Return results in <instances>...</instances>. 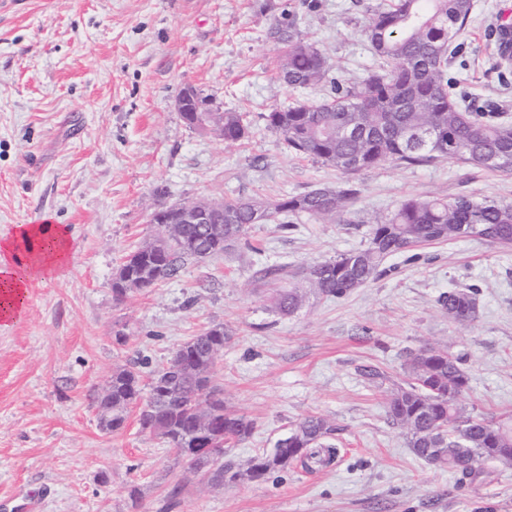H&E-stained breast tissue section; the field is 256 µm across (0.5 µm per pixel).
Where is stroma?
Wrapping results in <instances>:
<instances>
[{"label": "stroma", "mask_w": 512, "mask_h": 512, "mask_svg": "<svg viewBox=\"0 0 512 512\" xmlns=\"http://www.w3.org/2000/svg\"><path fill=\"white\" fill-rule=\"evenodd\" d=\"M383 0H22L0 8V238L47 220L71 242L61 273L30 280L25 304L0 326V512H512V468L486 465L482 482L427 465L387 423L382 391L402 384L408 351L466 355L461 402L512 416V247L473 238L420 247L421 261L387 260L377 280L336 299L309 297L293 315L271 302L259 269L296 272L365 245L368 218L408 198L467 196L512 203V171L456 159L350 175L289 152L266 126L273 108L317 102L330 83L292 88L278 77L286 49L272 32L288 19L340 78L380 62L365 36ZM512 0H474L448 64L472 110L512 118V62L497 54ZM193 84L249 134L225 146L190 129L174 106ZM359 190L341 223L300 217L253 225L249 245L186 266L176 279L124 301L112 296L123 258L153 232L154 201L275 200L320 184ZM475 285L478 314L462 326L436 303ZM230 339L215 384L252 420L228 460L269 451L300 420L336 428L335 461L294 465L263 482L214 486L194 476L136 408L122 429L98 424L94 396L113 370L166 364L213 325ZM373 366L382 381L363 377ZM182 493L169 502L167 490Z\"/></svg>", "instance_id": "obj_1"}]
</instances>
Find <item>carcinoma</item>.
Returning <instances> with one entry per match:
<instances>
[{"instance_id":"carcinoma-1","label":"carcinoma","mask_w":512,"mask_h":512,"mask_svg":"<svg viewBox=\"0 0 512 512\" xmlns=\"http://www.w3.org/2000/svg\"><path fill=\"white\" fill-rule=\"evenodd\" d=\"M473 10V0H389L373 11L365 34L373 53L383 60L365 81L334 83L331 100L274 108L267 127L280 133L288 149L300 157L317 159L351 174L387 161L425 164L455 158L474 167L512 170V122L491 121L471 112L451 92L448 56ZM275 34L287 45L280 62V79L291 87H309L327 80L326 56L299 32L281 23ZM248 133L243 115L224 113V144L228 147ZM357 195L352 185H319L277 201H224V216L211 224H179L171 253L143 245L126 256L122 275L112 278L115 300L128 297L124 280L150 288L158 268L166 264L170 278L180 275L205 248L211 255L233 249L247 239L255 224L281 216L314 218L322 223L341 219ZM364 247L314 262L300 271L301 285L277 289L274 306L284 314L298 310L310 292L342 298L383 275L386 260L420 245L457 238H475L512 246V204L494 199L476 202L409 198L392 213L369 219ZM475 287L452 288L437 300L448 319L459 325L477 317ZM229 340L222 325H214L181 344L168 365L152 372L142 385L140 363L112 372L108 390L94 399L95 407L112 409V430L124 427L130 405H139L142 429L155 424L167 430L173 450L198 448L220 458L225 445L249 436L253 422L224 408V396L214 384L220 353ZM465 358L440 346H426L407 355L404 383L384 394L389 424L400 429L412 453L424 462L447 468L474 482L484 475L482 463L512 467V419H494L466 410L460 402L469 375ZM212 400L213 430L200 434L191 405L195 392ZM336 427L321 416H309L288 435V445L275 456L259 452L237 468L220 463L211 479L232 483L240 479L266 480L296 463H324L327 438Z\"/></svg>"}]
</instances>
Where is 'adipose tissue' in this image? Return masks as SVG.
Here are the masks:
<instances>
[{
    "label": "adipose tissue",
    "instance_id": "ef3b65f1",
    "mask_svg": "<svg viewBox=\"0 0 512 512\" xmlns=\"http://www.w3.org/2000/svg\"><path fill=\"white\" fill-rule=\"evenodd\" d=\"M69 249L65 230L46 220L18 225L12 237L0 239V319L13 318L29 280L66 267Z\"/></svg>",
    "mask_w": 512,
    "mask_h": 512
}]
</instances>
